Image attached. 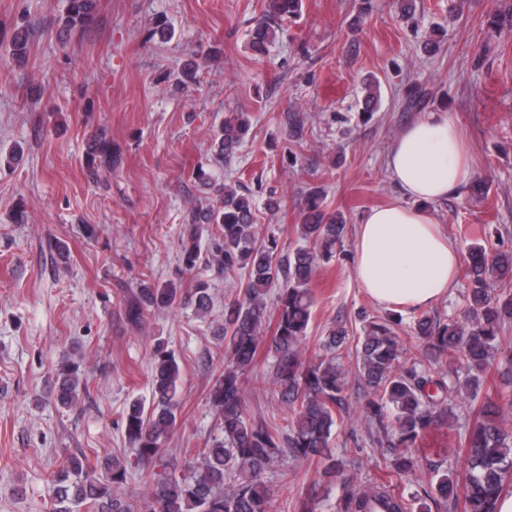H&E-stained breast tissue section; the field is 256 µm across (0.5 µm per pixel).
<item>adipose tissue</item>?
Here are the masks:
<instances>
[{"label": "adipose tissue", "mask_w": 512, "mask_h": 512, "mask_svg": "<svg viewBox=\"0 0 512 512\" xmlns=\"http://www.w3.org/2000/svg\"><path fill=\"white\" fill-rule=\"evenodd\" d=\"M388 168L400 197L362 216L354 275L380 306L425 309L447 295L462 260L428 208L472 176L457 122L432 112L408 125L391 147Z\"/></svg>", "instance_id": "obj_1"}]
</instances>
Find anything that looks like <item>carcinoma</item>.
Listing matches in <instances>:
<instances>
[{"instance_id": "1", "label": "carcinoma", "mask_w": 512, "mask_h": 512, "mask_svg": "<svg viewBox=\"0 0 512 512\" xmlns=\"http://www.w3.org/2000/svg\"><path fill=\"white\" fill-rule=\"evenodd\" d=\"M265 2L249 32L248 46L257 57L267 52L285 22L300 16L303 6V0ZM96 9L97 0H67L58 20L60 38L88 26ZM31 39L29 27L14 28L12 55L25 58ZM283 120L291 142L300 143L303 121L294 112L284 113ZM250 130L247 113H226L210 145L214 163L231 162ZM117 162L112 142L99 137L88 144L86 166L92 180ZM200 224L219 230L205 260ZM297 232L302 244L279 258L278 242L261 234L255 205L245 191L224 183L214 187V197L191 204L181 236L183 271L192 273L203 265L215 277L240 270L247 277L243 292L224 303V325L216 331L221 372L209 399L219 435L184 469L165 475L149 470L147 494L139 504L118 493L127 481L126 459L112 457L100 474L86 456L73 455L52 475L50 512H269L273 490L267 473L286 456L318 461V481L329 486L345 466L329 451V440L337 421L348 415L352 378L370 395L363 415L373 442L386 449L391 472L413 477V448L433 424H450L456 417L441 394L453 393L465 404L477 397L491 373L498 380L496 399L482 405L467 432L464 477L435 465L428 470L433 489L428 503L382 484L349 493L337 512H496L499 497L512 488V428L506 426L512 412V347L504 344L512 326V250L480 243L467 247L462 317L443 320L422 314L406 342L396 335L403 318L394 312L364 319L357 338L337 325L322 341L323 354L309 359L304 340L314 302L311 284L318 265L343 248L346 218L340 212L326 214L321 198L311 194L300 211ZM279 278L285 287L277 300L274 334L268 337L267 295ZM212 303L205 279H197L189 291L172 281L147 279L124 299L123 310L126 322L140 328L149 315L177 305L204 317ZM264 347L273 356L270 380L275 394L290 414L284 426L251 420L246 413L244 382ZM344 352L355 360L352 373L338 362ZM445 355L459 366L442 369ZM151 359L150 399H132L123 415L125 441L144 468L166 455L180 405V365L174 351L159 343ZM86 392L83 364L65 360L56 375V402L73 408Z\"/></svg>"}]
</instances>
